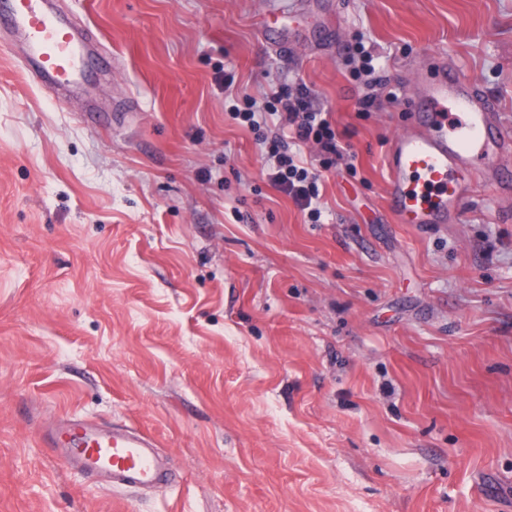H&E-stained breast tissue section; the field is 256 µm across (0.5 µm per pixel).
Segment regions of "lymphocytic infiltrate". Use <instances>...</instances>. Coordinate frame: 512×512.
Instances as JSON below:
<instances>
[{
    "instance_id": "f902f5d3",
    "label": "lymphocytic infiltrate",
    "mask_w": 512,
    "mask_h": 512,
    "mask_svg": "<svg viewBox=\"0 0 512 512\" xmlns=\"http://www.w3.org/2000/svg\"><path fill=\"white\" fill-rule=\"evenodd\" d=\"M228 115L236 125L252 131L256 143L265 150L271 162L267 171L269 183L306 212L311 223H319V170L344 157L340 135L329 113L312 109L309 93L302 88L294 96L285 91L273 93L260 103L243 97L229 106ZM308 144L318 147L322 154L320 164L302 159L298 148Z\"/></svg>"
}]
</instances>
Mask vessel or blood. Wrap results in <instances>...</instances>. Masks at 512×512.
Here are the masks:
<instances>
[{
  "label": "vessel or blood",
  "mask_w": 512,
  "mask_h": 512,
  "mask_svg": "<svg viewBox=\"0 0 512 512\" xmlns=\"http://www.w3.org/2000/svg\"><path fill=\"white\" fill-rule=\"evenodd\" d=\"M0 30L23 43L24 74L51 91L79 87L89 43L59 15L52 0H0ZM512 151V131L495 123L476 89L461 82L444 57H432L409 96L405 126L389 144L384 198L394 223L432 228L457 224L474 183L491 195L512 194L500 168ZM64 448V462L87 476H103L117 489L151 488L169 474L156 441L125 427L74 421L47 436Z\"/></svg>",
  "instance_id": "obj_1"
}]
</instances>
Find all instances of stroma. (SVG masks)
<instances>
[{
    "label": "stroma",
    "mask_w": 512,
    "mask_h": 512,
    "mask_svg": "<svg viewBox=\"0 0 512 512\" xmlns=\"http://www.w3.org/2000/svg\"><path fill=\"white\" fill-rule=\"evenodd\" d=\"M59 3L116 67L55 94L0 33V512H512V199L422 230L382 195L426 59L512 128V0ZM302 85L357 157L317 224L224 110ZM76 418L173 486L69 470L42 434Z\"/></svg>",
    "instance_id": "35a3bbf8"
}]
</instances>
